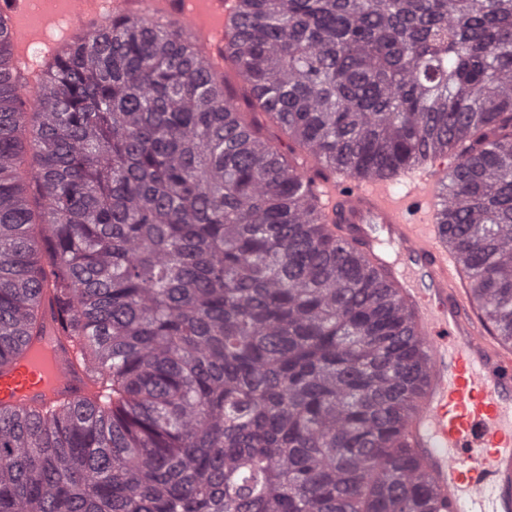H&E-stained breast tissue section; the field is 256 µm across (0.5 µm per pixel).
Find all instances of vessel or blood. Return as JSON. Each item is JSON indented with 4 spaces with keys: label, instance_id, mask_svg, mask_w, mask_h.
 Here are the masks:
<instances>
[{
    "label": "vessel or blood",
    "instance_id": "obj_1",
    "mask_svg": "<svg viewBox=\"0 0 512 512\" xmlns=\"http://www.w3.org/2000/svg\"><path fill=\"white\" fill-rule=\"evenodd\" d=\"M23 0H0L10 49L28 33ZM60 13L94 26L126 8L127 0H55ZM156 25L175 26L215 69H223L224 30L237 0H149ZM455 161L393 176L336 182L316 179L313 191L330 224L348 225L368 259L382 271L411 315L426 352L418 405L406 423L409 447L418 449L450 512H512V348L490 335L463 282L458 255L438 224L440 191ZM86 372L55 314L25 356L0 373V402L26 407L79 395Z\"/></svg>",
    "mask_w": 512,
    "mask_h": 512
}]
</instances>
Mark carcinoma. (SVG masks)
<instances>
[{"mask_svg":"<svg viewBox=\"0 0 512 512\" xmlns=\"http://www.w3.org/2000/svg\"><path fill=\"white\" fill-rule=\"evenodd\" d=\"M227 77L118 11L34 101L0 42V372L58 310L89 385L0 405V512H442L397 289L314 177L451 153L442 223L512 344V0H239ZM259 110L300 150L265 138Z\"/></svg>","mask_w":512,"mask_h":512,"instance_id":"cac0c4a2","label":"carcinoma"}]
</instances>
